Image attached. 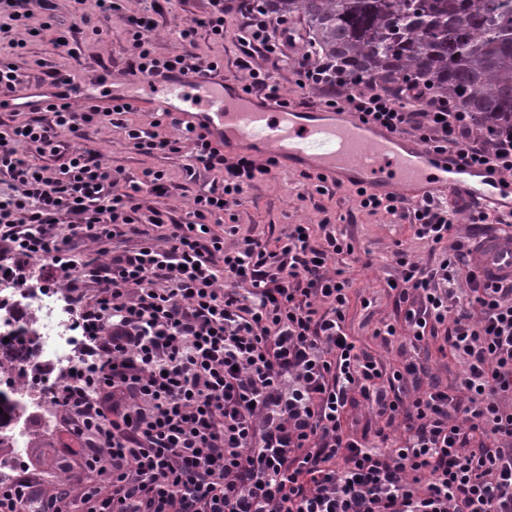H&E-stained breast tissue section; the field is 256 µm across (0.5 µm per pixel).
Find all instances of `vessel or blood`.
Returning a JSON list of instances; mask_svg holds the SVG:
<instances>
[{
  "instance_id": "1",
  "label": "vessel or blood",
  "mask_w": 512,
  "mask_h": 512,
  "mask_svg": "<svg viewBox=\"0 0 512 512\" xmlns=\"http://www.w3.org/2000/svg\"><path fill=\"white\" fill-rule=\"evenodd\" d=\"M110 97L99 81L71 95L63 83L39 80L0 99L17 112H40L78 98L84 106L111 110L127 104L206 128L213 143L239 153L262 152L278 163L323 174L339 187H364L409 203L427 198L462 197L478 205L512 211V192L497 177L456 154L439 155L424 144L358 118L319 109L286 108L273 98L244 93L218 73L177 70L160 76L112 73ZM477 272L489 280L512 281V232L481 238L472 253Z\"/></svg>"
}]
</instances>
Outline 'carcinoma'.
Segmentation results:
<instances>
[{
  "label": "carcinoma",
  "instance_id": "obj_1",
  "mask_svg": "<svg viewBox=\"0 0 512 512\" xmlns=\"http://www.w3.org/2000/svg\"><path fill=\"white\" fill-rule=\"evenodd\" d=\"M301 16L320 58L349 77L415 85L470 113L484 128L512 129V0H265ZM28 351L0 340V365ZM0 434L14 404L0 390Z\"/></svg>",
  "mask_w": 512,
  "mask_h": 512
}]
</instances>
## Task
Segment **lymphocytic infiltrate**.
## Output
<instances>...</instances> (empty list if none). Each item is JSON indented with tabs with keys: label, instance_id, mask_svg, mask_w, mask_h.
<instances>
[{
	"label": "lymphocytic infiltrate",
	"instance_id": "f902f5d3",
	"mask_svg": "<svg viewBox=\"0 0 512 512\" xmlns=\"http://www.w3.org/2000/svg\"><path fill=\"white\" fill-rule=\"evenodd\" d=\"M232 11L245 19L238 38L248 52L282 56L287 19L271 21L262 0H209L179 31L185 51L164 59L151 51L149 14L127 17L129 67L217 68L191 46L202 29L223 37ZM296 73L304 89L328 90L329 109L512 177V133L485 135L444 100L346 81L317 57ZM112 122L67 103L50 121L0 130V176L12 182L0 195V275L28 288L30 261L42 258L80 329L78 362L46 397L75 444L72 480L83 487L76 498L38 495L22 476L0 485V512H512V283L470 271L474 243L452 239L447 204L356 191L363 210L442 250L425 265L395 249L401 278L389 288L410 351L440 336L460 359L453 391L423 384L413 359L386 371L348 336L351 284L330 266L352 254L344 238L329 231L313 241L308 224L272 242L235 224L212 228L274 159L227 160L192 127L178 139L129 128L142 154L183 151L187 174L211 175L187 221L156 207L145 215L138 195L165 197L164 172L145 170L119 193L116 173L74 145L84 126ZM23 145L34 159L20 157ZM115 239L119 247L102 249ZM360 403L379 422L373 435L345 428Z\"/></svg>",
	"mask_w": 512,
	"mask_h": 512
}]
</instances>
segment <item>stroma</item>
Segmentation results:
<instances>
[{"label": "stroma", "mask_w": 512, "mask_h": 512, "mask_svg": "<svg viewBox=\"0 0 512 512\" xmlns=\"http://www.w3.org/2000/svg\"><path fill=\"white\" fill-rule=\"evenodd\" d=\"M158 2V9L151 13L154 21L151 48L157 55L168 56L182 49L179 39L182 25L191 18L203 16L208 4L207 0ZM53 3L54 24L58 33L65 36L70 48H73V56L59 55L49 36H35V29L42 27L46 16L35 2L31 4L30 16L24 24L0 34L2 53H9L10 42L18 41L25 45L22 55L14 59L23 82L43 78L50 67L74 73L80 83L111 69L126 67L131 35L122 17L140 12L145 6L144 0H122L124 13L120 16L99 12L94 0H87L85 10L92 17L88 24L76 18L73 0H53ZM242 23L241 16L227 15L224 37L220 40L207 31H199L196 53L221 59L225 76L240 83L247 75L242 62L250 60L253 66L271 73L291 104L323 107V90L313 89L302 94L296 86V68L302 59L305 41L303 21L298 18L290 20L295 42L288 45L285 57L276 60L246 57L245 49L237 38ZM124 120L125 124L156 128L163 136L175 138L180 134L179 127L173 124L170 117L147 109L126 113ZM124 126H85L84 137L78 145L119 170L122 179L128 181H141L144 170L148 168L165 171L169 184L167 196L157 198L146 193L142 199L145 204L167 210L177 220H187L192 200L208 181V174L202 172L197 177H189L185 171L187 159L181 153L141 154L130 143ZM316 185V179L304 172L274 167L270 174L258 177L246 187L239 202L230 205L227 214L221 215L219 221L239 224L242 233L264 240H272L286 233L292 224L315 225L314 236L319 239L323 236L320 225L324 222L329 223L332 230L346 236L354 247L353 253L336 256L331 262L332 267L342 270L344 277L352 283L346 330L360 348L380 359L387 369L400 368L405 360L400 339L386 344L373 335L374 329L381 323L397 319L394 293L387 286L389 280L399 275L392 252L400 243L416 259L425 263L434 262L437 253L429 245L415 239L408 225L390 223L383 214L370 216L360 212L354 189L337 187L332 194L322 195L317 192ZM365 298L370 300V308H363L361 301ZM27 428L29 441L21 460L26 463L37 487L50 494L65 491L70 496H77V488L65 484L71 460L64 450L67 435L61 424L56 422L47 428L41 417L34 415L29 418Z\"/></svg>", "instance_id": "1"}]
</instances>
